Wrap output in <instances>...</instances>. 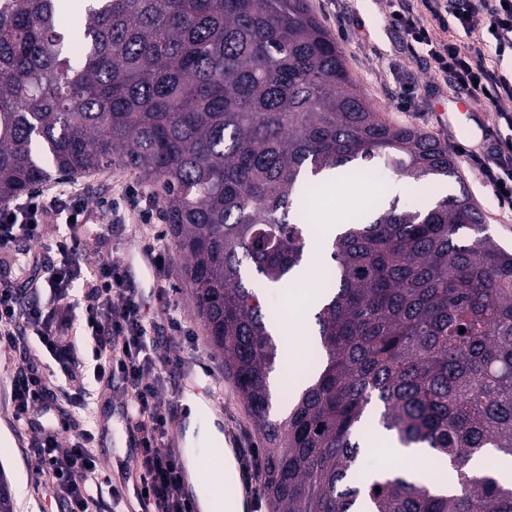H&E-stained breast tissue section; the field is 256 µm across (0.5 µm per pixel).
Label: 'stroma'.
I'll return each mask as SVG.
<instances>
[{
  "mask_svg": "<svg viewBox=\"0 0 512 512\" xmlns=\"http://www.w3.org/2000/svg\"><path fill=\"white\" fill-rule=\"evenodd\" d=\"M307 4L343 50L346 66L359 91L389 122L411 125L453 147L458 143V132L483 119L484 113L478 109L471 115L458 114L454 130L440 127L438 114L443 106L455 99L456 94L444 84L436 83L422 58L399 52V40L387 22L392 9L390 0H307ZM406 95L415 101L408 110L400 106L402 97ZM456 163L459 180H444L430 187L417 184L406 190V197L421 203L466 187L474 204L485 216L489 234L503 248L512 250V212L500 208L486 188L481 173L468 167L465 157H457ZM393 182V176L382 164H375L370 176L348 180L347 185L358 200L354 203L347 199L335 201L337 214H352L368 207L382 189ZM65 185L79 189L90 209L104 220H111L113 212L125 213L128 222L126 234L109 238L105 245L113 259L121 261L130 255L140 256L149 252L158 239L168 238L162 208L154 200L160 188L144 181L139 174L115 166L89 176L65 179L55 175L43 184L42 189L50 194ZM141 200L147 201L151 214L146 224L139 217L137 203ZM184 265L185 260L177 249H170L168 282L176 290V313L182 324L178 331L169 330L163 324V304L158 297L159 283L154 273L136 265L130 266L129 271L137 283L145 312L160 324L156 341L160 352L170 358L169 363L163 364L162 371L171 384V394H178L187 371L210 367L211 374L206 378L210 391L208 408L221 418L224 436L235 459L239 460L248 449L260 447L261 441L232 381L225 376L210 350L204 325L186 290ZM310 339L309 323L291 321L288 345L281 348L280 354L282 359L291 360L292 365L287 378L272 384L273 414L284 413L294 391L313 375L309 359L312 350ZM18 358L15 351L0 348V470L5 472L10 483L15 512H63L51 489L35 481L27 457L28 433L17 425L13 417L10 394ZM83 386L91 396L95 414L74 409L69 403L73 388L63 385L56 389L57 408L51 412L50 422L66 439L86 425L97 424L95 453L101 460L113 464L116 471H123L127 435L114 418L123 396L119 389H105L90 374L86 375Z\"/></svg>",
  "mask_w": 512,
  "mask_h": 512,
  "instance_id": "obj_1",
  "label": "stroma"
}]
</instances>
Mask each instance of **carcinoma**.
I'll use <instances>...</instances> for the list:
<instances>
[{
	"label": "carcinoma",
	"instance_id": "carcinoma-1",
	"mask_svg": "<svg viewBox=\"0 0 512 512\" xmlns=\"http://www.w3.org/2000/svg\"><path fill=\"white\" fill-rule=\"evenodd\" d=\"M0 205L52 172L120 164L159 183L207 339L265 447L270 512H512L470 458H512V253L465 187L429 208L379 199L326 244L315 375L271 416L279 359L260 290L291 281L323 173L380 160L459 178L448 147L357 92L306 0H84L80 61L56 0H0ZM406 448L452 460L455 494L356 462L370 406Z\"/></svg>",
	"mask_w": 512,
	"mask_h": 512
}]
</instances>
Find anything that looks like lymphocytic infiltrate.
Instances as JSON below:
<instances>
[{
	"label": "lymphocytic infiltrate",
	"mask_w": 512,
	"mask_h": 512,
	"mask_svg": "<svg viewBox=\"0 0 512 512\" xmlns=\"http://www.w3.org/2000/svg\"><path fill=\"white\" fill-rule=\"evenodd\" d=\"M419 12L414 0H397L389 24L400 42L416 54L438 79L489 112L484 148L470 149L467 161L478 167L501 208L512 211V113L502 110L512 99V78L482 64L480 48L437 39L434 28L455 25L464 32L484 31L496 55L512 53V0H424ZM87 207L73 192L35 194L13 207L0 208V346L11 349L34 339L39 350L25 354L12 383L16 417L30 434L32 471L48 483L67 512H95L101 499H109L111 512H119L122 494L103 478L92 442L93 429L84 428L68 441H60L55 428L43 420L54 407L53 380L41 360L49 355L61 380L77 382L86 363H93L98 382H119L130 420L139 435V467L145 503L151 512H189L179 492L178 462L162 451L168 417L163 404L169 393L159 364L166 358L152 337L153 325L144 313L123 263L102 252L106 235L120 232L121 224L101 232H85ZM57 230L55 246L62 257L48 280L38 275L41 254L31 243L44 224ZM28 269L33 288H48L51 296L81 308L79 322L59 323L55 310L19 303L14 288L16 266Z\"/></svg>",
	"instance_id": "1"
}]
</instances>
